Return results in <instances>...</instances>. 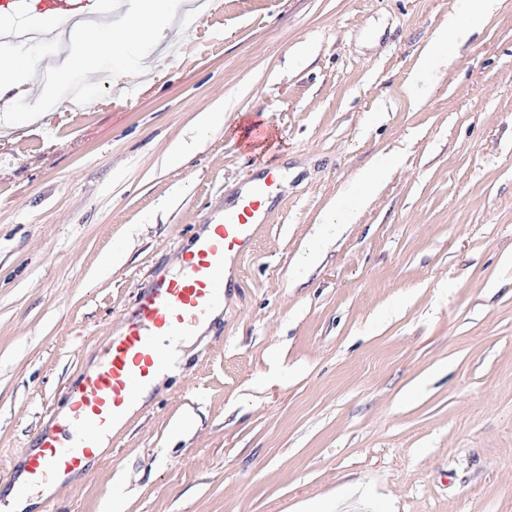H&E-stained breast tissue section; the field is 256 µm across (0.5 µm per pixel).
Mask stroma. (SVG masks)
Segmentation results:
<instances>
[{"instance_id":"stroma-1","label":"stroma","mask_w":512,"mask_h":512,"mask_svg":"<svg viewBox=\"0 0 512 512\" xmlns=\"http://www.w3.org/2000/svg\"><path fill=\"white\" fill-rule=\"evenodd\" d=\"M220 3L179 26L182 62L144 40L147 73L113 59L75 110L0 126V472L138 289L277 166L222 317L56 508L512 512V0L420 74L453 0ZM240 114L275 149L253 153ZM384 160L354 223L326 225ZM223 112H226V109H224V105L222 102H218L213 109L201 113L196 123L197 140H202L214 125L223 124Z\"/></svg>"}]
</instances>
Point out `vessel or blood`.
<instances>
[{
  "label": "vessel or blood",
  "mask_w": 512,
  "mask_h": 512,
  "mask_svg": "<svg viewBox=\"0 0 512 512\" xmlns=\"http://www.w3.org/2000/svg\"><path fill=\"white\" fill-rule=\"evenodd\" d=\"M283 175L268 169L226 211L223 223L196 238L179 272L157 280L136 297L123 315L124 331L100 353L95 372L70 387L66 415L40 434L24 463V492L57 484L84 470L95 457L100 435L172 357V347L193 335L224 302V287L253 249L278 197Z\"/></svg>",
  "instance_id": "b4317fda"
}]
</instances>
